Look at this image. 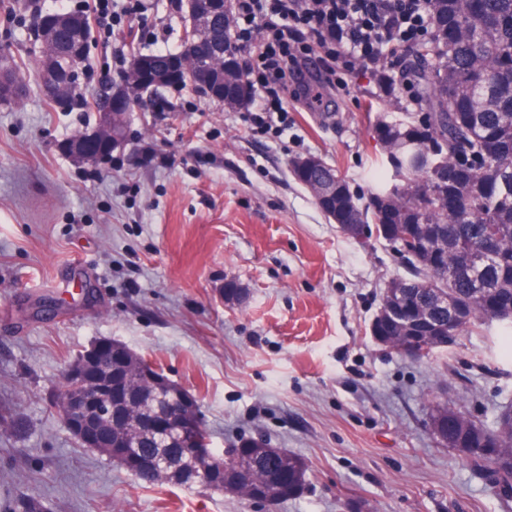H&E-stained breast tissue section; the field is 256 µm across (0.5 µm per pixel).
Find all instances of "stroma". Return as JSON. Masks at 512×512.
<instances>
[{
  "instance_id": "obj_1",
  "label": "stroma",
  "mask_w": 512,
  "mask_h": 512,
  "mask_svg": "<svg viewBox=\"0 0 512 512\" xmlns=\"http://www.w3.org/2000/svg\"><path fill=\"white\" fill-rule=\"evenodd\" d=\"M169 4L144 0L109 38L92 28L89 94L119 78L115 50H181L188 12ZM32 20L25 0H0V55L29 78L0 103V512L29 495L49 512H512L430 428L439 403L482 423L512 406V337L476 328L420 362L377 343L370 323L405 263L345 236L291 172L320 156L368 202L386 165L374 121L416 109L403 80L384 95L372 71L342 85L310 61L288 82L280 137L196 88H164L163 109L132 112L122 150L84 165L62 145L96 125L97 108L43 94ZM147 142L168 166L144 162ZM229 283L240 300H225ZM101 339L195 396L217 452L260 437L303 458L302 493L268 506L145 486L81 445L51 400L65 366Z\"/></svg>"
}]
</instances>
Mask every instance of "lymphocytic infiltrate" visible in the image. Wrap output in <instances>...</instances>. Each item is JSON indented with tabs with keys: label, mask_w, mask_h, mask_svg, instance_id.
I'll return each mask as SVG.
<instances>
[{
	"label": "lymphocytic infiltrate",
	"mask_w": 512,
	"mask_h": 512,
	"mask_svg": "<svg viewBox=\"0 0 512 512\" xmlns=\"http://www.w3.org/2000/svg\"><path fill=\"white\" fill-rule=\"evenodd\" d=\"M230 41L236 52L255 53L260 74L250 85L260 99L251 119L258 129L288 128L280 90L314 47L328 66L374 69L396 46L430 37L428 0H232Z\"/></svg>",
	"instance_id": "1"
}]
</instances>
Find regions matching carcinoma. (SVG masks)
Listing matches in <instances>:
<instances>
[{
	"label": "carcinoma",
	"instance_id": "obj_1",
	"mask_svg": "<svg viewBox=\"0 0 512 512\" xmlns=\"http://www.w3.org/2000/svg\"><path fill=\"white\" fill-rule=\"evenodd\" d=\"M435 33L412 51L413 77L422 86L426 124L408 119L388 121L389 170L373 185L368 206L357 208L358 219L384 238L392 226L396 242L407 228L421 242L413 252H397L411 268L398 278L404 300L429 323L422 336L461 333L490 324L485 306H512V0H429ZM250 95L246 79L236 77L224 86V102L241 106ZM434 154L444 164L436 176L422 162ZM494 240L496 258L477 265L466 260L485 237ZM448 251L445 277L429 268L426 245ZM468 307L469 318L448 324V302ZM187 428L195 448H209L210 438L197 414ZM471 450L462 452L482 466V451L493 446L512 454V407L504 408L494 425L461 416ZM175 444L146 436L136 456L122 463L136 469L142 485L165 480L184 483L174 475L163 478L139 468V459L160 454L176 457ZM302 458L282 448H269L250 439L224 451L221 493L247 496L265 486L275 501L296 496L306 481Z\"/></svg>",
	"mask_w": 512,
	"mask_h": 512
}]
</instances>
